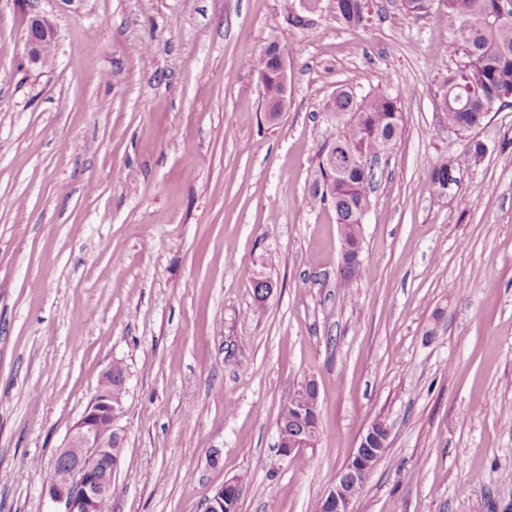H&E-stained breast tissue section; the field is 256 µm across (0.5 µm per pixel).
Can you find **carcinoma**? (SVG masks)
<instances>
[{"label":"carcinoma","instance_id":"carcinoma-1","mask_svg":"<svg viewBox=\"0 0 512 512\" xmlns=\"http://www.w3.org/2000/svg\"><path fill=\"white\" fill-rule=\"evenodd\" d=\"M441 4L460 54L443 81L448 97L442 112L448 118V131L461 134L479 127L495 105L512 99V0H441ZM333 8L343 23L356 26L363 22L368 0H335ZM325 110L346 115L336 126L332 149L354 154L358 161L340 175L321 161L310 197L316 203L330 204L342 237L359 248L361 216L370 207L374 167L401 138L402 113L398 97L384 87L361 96L348 87L339 88ZM428 175L435 185L458 183L455 166L446 159L435 162ZM245 275L252 282L256 301H263L271 280L249 269ZM115 367L112 398L122 400L125 368L119 362Z\"/></svg>","mask_w":512,"mask_h":512}]
</instances>
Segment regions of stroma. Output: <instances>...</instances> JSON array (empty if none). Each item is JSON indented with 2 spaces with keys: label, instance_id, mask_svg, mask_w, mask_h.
<instances>
[{
  "label": "stroma",
  "instance_id": "stroma-1",
  "mask_svg": "<svg viewBox=\"0 0 512 512\" xmlns=\"http://www.w3.org/2000/svg\"><path fill=\"white\" fill-rule=\"evenodd\" d=\"M273 40L302 46L276 123L245 64ZM457 58L437 0H369L359 26L333 0H0V512H51L54 457L116 361L112 512H203L242 476L239 512H314L376 419L389 447L354 512H512V105L450 133ZM342 85L387 87L403 117L348 280L309 196ZM308 380L318 441L284 458ZM55 41L53 26L42 16L29 18L27 26V48L32 64H43L49 57Z\"/></svg>",
  "mask_w": 512,
  "mask_h": 512
}]
</instances>
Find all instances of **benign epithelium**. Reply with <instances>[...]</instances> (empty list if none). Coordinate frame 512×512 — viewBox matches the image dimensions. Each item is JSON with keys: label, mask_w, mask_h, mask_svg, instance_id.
I'll use <instances>...</instances> for the list:
<instances>
[{"label": "benign epithelium", "mask_w": 512, "mask_h": 512, "mask_svg": "<svg viewBox=\"0 0 512 512\" xmlns=\"http://www.w3.org/2000/svg\"><path fill=\"white\" fill-rule=\"evenodd\" d=\"M55 41L53 26L42 16L29 18L27 48L29 60L42 64L49 57ZM274 74L283 87V93L273 99L266 93L267 76L258 75L264 112L267 118H280L288 99L287 59L276 57ZM123 412V403H112V396H103L101 390L90 400L82 416L70 428L65 444L59 449L53 464L45 494L59 507L58 512H95L99 502L112 497V480L119 471L124 430L117 425ZM300 427L289 435L288 444L279 446L281 455L310 448L315 443L316 425L299 421ZM389 446V429L374 421L369 424L356 448L336 476L332 486L323 494L332 512H354L353 504L359 497L367 477L366 463L374 454H382ZM234 482L214 492L205 502L204 512H224L228 508L229 488Z\"/></svg>", "instance_id": "obj_1"}]
</instances>
